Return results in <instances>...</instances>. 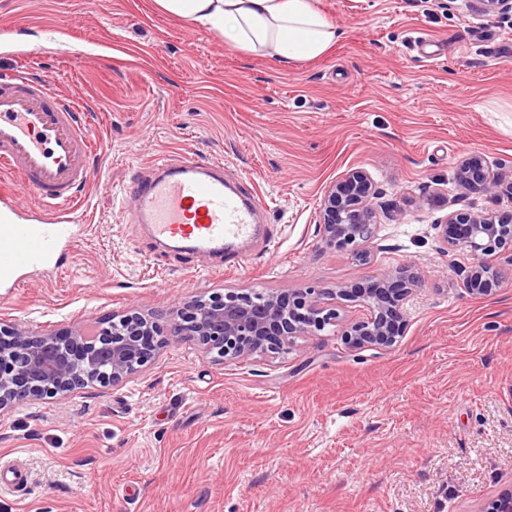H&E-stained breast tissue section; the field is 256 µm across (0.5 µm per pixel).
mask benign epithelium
I'll use <instances>...</instances> for the list:
<instances>
[{"label":"benign epithelium","mask_w":512,"mask_h":512,"mask_svg":"<svg viewBox=\"0 0 512 512\" xmlns=\"http://www.w3.org/2000/svg\"><path fill=\"white\" fill-rule=\"evenodd\" d=\"M483 14L512 10V0H471ZM458 185L512 201V182L503 180L479 153L461 162ZM377 199L366 172L351 170L331 183L320 200L319 228L324 242L351 248L360 260L370 259L361 247L372 242ZM448 251H462L472 260L463 287L474 296H488L500 287L490 264L496 251L512 246V212L467 211L436 225ZM422 284L413 263L368 278L361 285L302 292L257 293L229 289L207 300L195 299L177 310L172 335L197 342L207 352L237 361L257 354H277L298 336H314L339 319L327 306L330 295L360 302L365 317L347 324L345 343L355 349L391 347L407 323V304ZM163 344L155 317L129 312L98 322L91 333L73 325L61 332L36 334L21 323L0 332V413L28 398L65 396L88 384L107 386L134 375ZM475 512H512V485L501 487Z\"/></svg>","instance_id":"7a95c632"}]
</instances>
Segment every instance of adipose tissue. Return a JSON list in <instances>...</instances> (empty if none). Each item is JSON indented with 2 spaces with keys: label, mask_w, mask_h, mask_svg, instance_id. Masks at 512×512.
I'll use <instances>...</instances> for the list:
<instances>
[{
  "label": "adipose tissue",
  "mask_w": 512,
  "mask_h": 512,
  "mask_svg": "<svg viewBox=\"0 0 512 512\" xmlns=\"http://www.w3.org/2000/svg\"><path fill=\"white\" fill-rule=\"evenodd\" d=\"M154 6L243 53L275 51L286 65L323 56L343 35L321 0H154Z\"/></svg>",
  "instance_id": "1"
}]
</instances>
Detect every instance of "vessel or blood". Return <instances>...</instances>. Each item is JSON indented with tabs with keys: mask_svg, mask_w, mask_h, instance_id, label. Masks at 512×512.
Returning a JSON list of instances; mask_svg holds the SVG:
<instances>
[{
	"mask_svg": "<svg viewBox=\"0 0 512 512\" xmlns=\"http://www.w3.org/2000/svg\"><path fill=\"white\" fill-rule=\"evenodd\" d=\"M77 112V104L49 81L21 72L0 79V171L14 178L0 188L1 281L44 269L69 236L81 208L79 192L91 180L88 159L105 148ZM152 166L153 175L132 193L134 219L148 224L160 241L220 254L225 268H242L247 258L235 247L254 236L262 199L232 190L219 160L191 155L171 165L156 158ZM20 192L39 199L41 215L25 220L15 214ZM27 482L15 463L0 462L1 490Z\"/></svg>",
	"mask_w": 512,
	"mask_h": 512,
	"instance_id": "b4317fda",
	"label": "vessel or blood"
}]
</instances>
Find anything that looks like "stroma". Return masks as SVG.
Listing matches in <instances>:
<instances>
[{
	"instance_id": "35a3bbf8",
	"label": "stroma",
	"mask_w": 512,
	"mask_h": 512,
	"mask_svg": "<svg viewBox=\"0 0 512 512\" xmlns=\"http://www.w3.org/2000/svg\"><path fill=\"white\" fill-rule=\"evenodd\" d=\"M345 32L286 67L158 12L153 0H0V78L23 68L78 98L91 155L73 239L45 272L0 284V327L36 333L167 312L229 288L299 291L415 263L423 284L390 348L356 350L340 322L247 361L168 343L131 378L0 415V456L27 488L0 512H475L512 482V251L494 294L435 223L512 202L460 189L481 153L512 180V12L467 0H322ZM224 163L266 202L276 240L244 269L156 243L113 205L156 156ZM360 169L380 197L371 263L327 246L324 189Z\"/></svg>"
}]
</instances>
